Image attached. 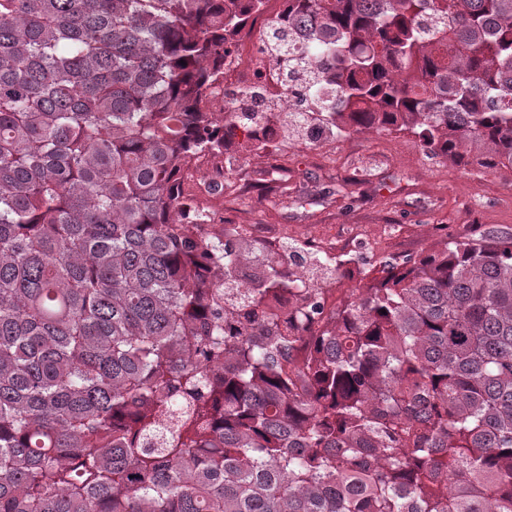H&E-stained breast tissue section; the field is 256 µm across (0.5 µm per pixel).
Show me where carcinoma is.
I'll return each instance as SVG.
<instances>
[{"mask_svg":"<svg viewBox=\"0 0 512 512\" xmlns=\"http://www.w3.org/2000/svg\"><path fill=\"white\" fill-rule=\"evenodd\" d=\"M289 2L295 132L512 170V0ZM263 6L0 0V512H512V234L330 271L182 225L191 159L274 147L262 91L202 107Z\"/></svg>","mask_w":512,"mask_h":512,"instance_id":"carcinoma-1","label":"carcinoma"}]
</instances>
